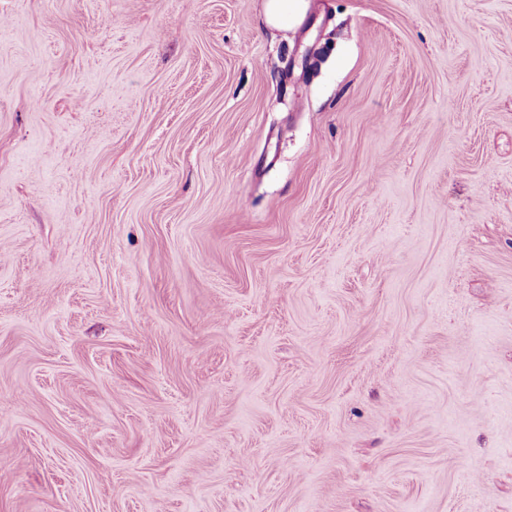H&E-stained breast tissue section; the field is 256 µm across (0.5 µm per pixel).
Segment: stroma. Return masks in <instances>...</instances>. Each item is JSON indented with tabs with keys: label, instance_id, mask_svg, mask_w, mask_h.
Here are the masks:
<instances>
[{
	"label": "stroma",
	"instance_id": "stroma-1",
	"mask_svg": "<svg viewBox=\"0 0 512 512\" xmlns=\"http://www.w3.org/2000/svg\"><path fill=\"white\" fill-rule=\"evenodd\" d=\"M0 0V512H512V0ZM304 0H267L266 17L269 23L288 27L301 16L305 9Z\"/></svg>",
	"mask_w": 512,
	"mask_h": 512
}]
</instances>
